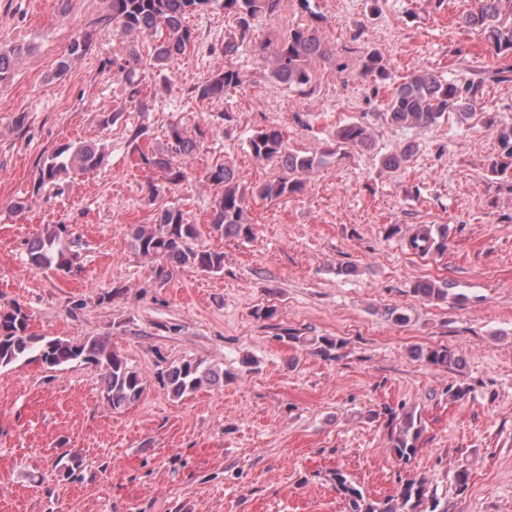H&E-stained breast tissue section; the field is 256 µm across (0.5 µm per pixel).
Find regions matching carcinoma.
I'll use <instances>...</instances> for the list:
<instances>
[{"label": "carcinoma", "mask_w": 512, "mask_h": 512, "mask_svg": "<svg viewBox=\"0 0 512 512\" xmlns=\"http://www.w3.org/2000/svg\"><path fill=\"white\" fill-rule=\"evenodd\" d=\"M283 0H107L112 22L127 34H148L153 41V59L162 68H170L196 40L194 29L186 19L194 14L208 11L217 4L224 15L234 20L233 31L224 38V56H232L245 44L255 42L254 33L258 22L279 14ZM297 10L307 18V23L288 28L275 42L260 44V49L269 51L272 67L270 78L289 91L300 96L317 93L310 63L315 59L330 60L329 50L319 37V28L325 22L316 11L314 0H292ZM471 28H479L490 46L499 54H512V0H478V6L463 17ZM90 46L89 38H76L61 56L56 75L61 77L69 71L74 60L83 56ZM20 55L13 47L0 50V83L8 80ZM141 57L136 48L130 46L120 56H115L109 65L122 73L130 87V98L140 95L136 71ZM361 75L374 83L391 84L393 91L381 114L385 122L393 125L427 127L436 125L454 112L465 120L473 111L482 95L484 78H445L429 71H417L395 82V76L383 64L375 52H367L361 59ZM242 76L234 68H226L206 81L191 88L190 93L199 99L227 96L241 86ZM498 128L500 153L488 164V172L494 176L512 178V119L491 120ZM146 135L139 127L132 133L131 141L138 152L142 167L162 173L166 188L178 187L188 180V159L205 138V131L197 128L189 135L181 122H172L167 129L166 148L156 152H144L138 140ZM373 131L363 121H349L336 128L333 134L335 147L326 155L333 156L346 150L368 146L372 143ZM249 153L260 162L277 163L284 174L274 180L244 188L235 180V173L227 163H215L206 168L203 179L213 186L224 187L222 195L213 206L212 229L224 236L251 239L253 227L245 220L244 210L249 199L276 200L298 195L306 190L308 175L314 170L317 160L313 156L301 155L288 149L280 129L268 126L256 131L247 140ZM413 142L397 153L381 157L383 166L390 170L400 169L416 152ZM104 160L102 150L91 143H67L59 146L47 156L40 166L37 188L49 185L63 193L67 178L72 174L86 173L98 169ZM387 236H401L409 250L426 256L445 249L448 229L443 226L421 225L414 229L391 224L386 228ZM198 227L185 217L177 206H165L157 213L153 224H132L129 229L131 249L154 262L156 277L162 281L170 279L177 267L192 265L208 274L224 271V253L205 249L197 245ZM78 238L72 236L65 224H55L34 240L29 247L30 260L37 269L54 267L70 269L77 254L72 250ZM412 292L423 298L436 301L448 300L447 284L432 280L418 281ZM318 352L328 359L340 357L346 343L342 339L322 336L312 339ZM417 357L430 365L452 369L460 365L461 359L450 348H418ZM23 359L39 360L51 369H62L73 363H84L99 369L103 376V397L114 411H121L141 399L144 381L141 374L130 367L127 361L112 349L101 337L89 338L82 343H73L59 337L37 336L29 331V316L18 305L0 307V368H6ZM211 369L200 361H180L168 370V383L175 397L197 390L209 379ZM389 445L393 454L401 461L410 460L417 450L422 433V421L418 413L405 406L390 412ZM60 476L68 479L83 467V459L77 453H66L58 460ZM336 488L343 495L348 512H420L419 507L428 498V486L423 480L404 483L399 493L379 500L368 496L355 486L347 476L338 471Z\"/></svg>", "instance_id": "1"}]
</instances>
